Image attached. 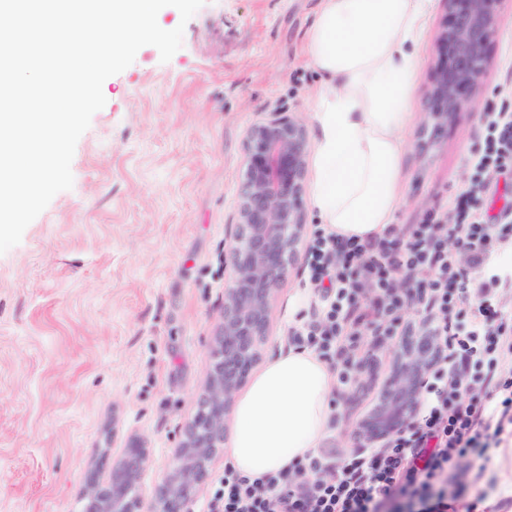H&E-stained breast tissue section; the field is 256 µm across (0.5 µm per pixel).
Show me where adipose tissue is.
<instances>
[{"label":"adipose tissue","mask_w":512,"mask_h":512,"mask_svg":"<svg viewBox=\"0 0 512 512\" xmlns=\"http://www.w3.org/2000/svg\"><path fill=\"white\" fill-rule=\"evenodd\" d=\"M432 0H320L307 32L319 76L310 204L326 231L368 241L401 202V131L418 75L417 42ZM335 377L284 342L239 395L228 460L244 477L288 471L325 437Z\"/></svg>","instance_id":"ef3b65f1"}]
</instances>
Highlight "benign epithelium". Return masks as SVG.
<instances>
[{"instance_id": "1", "label": "benign epithelium", "mask_w": 512, "mask_h": 512, "mask_svg": "<svg viewBox=\"0 0 512 512\" xmlns=\"http://www.w3.org/2000/svg\"><path fill=\"white\" fill-rule=\"evenodd\" d=\"M502 0H445L448 14L437 37L439 62L429 88L427 126H448L483 79ZM236 222L228 244L231 277L224 288L222 323L198 411L175 449L171 470L146 508L141 492L149 450L131 444L113 463L106 485L92 482L81 512H191L223 450L227 421L239 390L261 359L272 301L296 264L305 231L304 189L308 142L304 126L281 112L247 132ZM430 336L401 343L378 406L361 423L364 444L386 440L407 423L418 381L437 359Z\"/></svg>"}]
</instances>
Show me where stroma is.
I'll return each instance as SVG.
<instances>
[{
	"label": "stroma",
	"instance_id": "obj_1",
	"mask_svg": "<svg viewBox=\"0 0 512 512\" xmlns=\"http://www.w3.org/2000/svg\"><path fill=\"white\" fill-rule=\"evenodd\" d=\"M319 0H207L168 62L142 47L103 84L105 106L77 142L73 186L56 194L0 254V512H78L89 482H109L129 443L149 450L145 502L167 474L207 383L231 276L226 261L248 129L282 112L312 129L318 83L306 32ZM444 0L421 33V65L393 221L452 216L470 192L499 214L512 180L473 178L482 116L512 108V0H505L490 65L448 127L426 126L429 77ZM299 256L272 304L271 356L292 328L286 304L309 287ZM369 356L353 388L335 391L322 445L358 447V423L390 370L397 342L363 337ZM476 512H512V437L493 449Z\"/></svg>",
	"mask_w": 512,
	"mask_h": 512
}]
</instances>
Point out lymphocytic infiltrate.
Wrapping results in <instances>:
<instances>
[{"mask_svg":"<svg viewBox=\"0 0 512 512\" xmlns=\"http://www.w3.org/2000/svg\"><path fill=\"white\" fill-rule=\"evenodd\" d=\"M476 175L512 174V109L488 113ZM512 224L492 223L468 195L454 217L387 229L359 242L317 231L308 250L309 280L321 304L293 333L329 364L340 387H350L360 339L411 335L402 313L416 305L439 342L436 364L420 382L418 407L386 443L353 449L337 460L327 451L288 472L256 480L232 467L209 502V512H472L468 492L484 470L461 471L465 460L487 461L512 436V312L493 305L492 290L512 272L480 277L498 264ZM456 243L466 265L448 253Z\"/></svg>","mask_w":512,"mask_h":512,"instance_id":"1","label":"lymphocytic infiltrate"}]
</instances>
